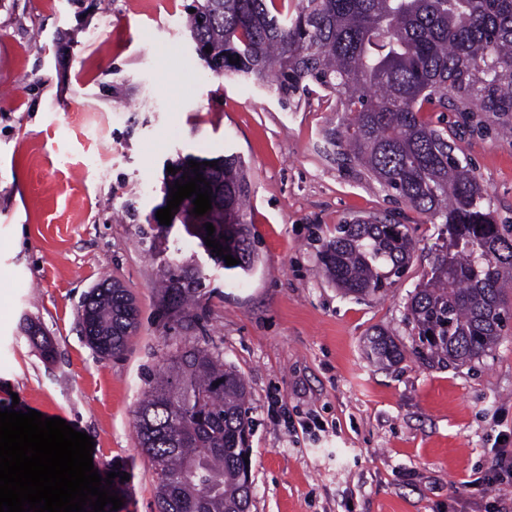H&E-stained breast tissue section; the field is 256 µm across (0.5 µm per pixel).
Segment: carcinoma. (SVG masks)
I'll use <instances>...</instances> for the list:
<instances>
[{"label": "carcinoma", "instance_id": "cac0c4a2", "mask_svg": "<svg viewBox=\"0 0 512 512\" xmlns=\"http://www.w3.org/2000/svg\"><path fill=\"white\" fill-rule=\"evenodd\" d=\"M191 8L186 30L207 70L268 87L284 106L312 85L333 94L340 109L326 143L442 225V244L406 307L418 338L411 353L466 364L491 352L512 311V231L495 219L448 130L422 112L451 107L466 128L481 126L487 112L512 133V0H297L291 9L286 0H194ZM215 161L200 169L212 209L196 216L187 198L178 221L213 265L238 277L259 261L247 222L253 189L240 155ZM208 223L222 256L206 246ZM160 237L149 246L159 259L160 301L198 319L205 274L181 249L161 248ZM226 255L239 263L226 265ZM411 258L408 225L392 215L338 224L319 251L325 275L356 297L385 290ZM138 316L134 295L116 279L93 289L78 311L87 342L104 357L125 350ZM366 349L381 366L405 357L381 329ZM249 412L243 377L215 345L167 360L135 414L139 447L154 466L157 512H250Z\"/></svg>", "mask_w": 512, "mask_h": 512}]
</instances>
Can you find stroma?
Instances as JSON below:
<instances>
[{"label": "stroma", "instance_id": "1", "mask_svg": "<svg viewBox=\"0 0 512 512\" xmlns=\"http://www.w3.org/2000/svg\"><path fill=\"white\" fill-rule=\"evenodd\" d=\"M189 2L0 0V409L88 434L95 469L129 475L119 512H154L134 413L168 358L209 342L250 391L251 512H512V481L483 482L512 432V319L478 361L410 355L406 305L440 225L338 159L324 139L335 97L317 89L285 107L205 70L185 31ZM456 145L496 219L512 221V140L491 124ZM232 152L249 166L260 263L244 283L212 271L204 317L189 323L162 309L138 231L169 165ZM383 214L409 226L410 264L386 292L344 295L318 252L336 225ZM114 279L136 296L140 327L103 358L77 314ZM378 328L404 360L367 357Z\"/></svg>", "mask_w": 512, "mask_h": 512}]
</instances>
